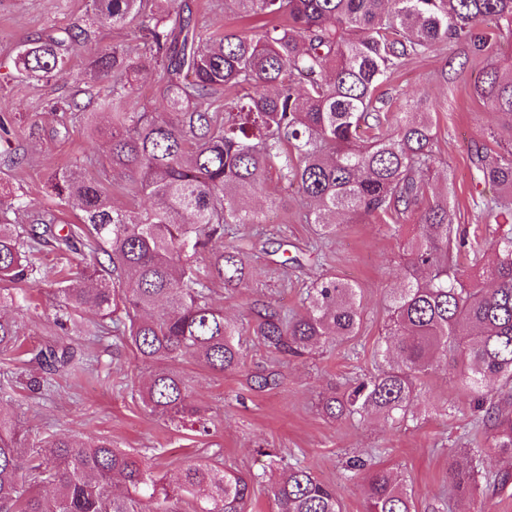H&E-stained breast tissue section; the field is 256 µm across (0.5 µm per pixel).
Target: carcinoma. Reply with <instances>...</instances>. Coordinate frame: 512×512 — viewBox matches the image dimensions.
Listing matches in <instances>:
<instances>
[{
	"label": "carcinoma",
	"mask_w": 512,
	"mask_h": 512,
	"mask_svg": "<svg viewBox=\"0 0 512 512\" xmlns=\"http://www.w3.org/2000/svg\"><path fill=\"white\" fill-rule=\"evenodd\" d=\"M241 18L268 19L259 35L208 32L178 0H91L89 22L78 31L23 43L13 66L21 80L49 82L66 74L98 24L121 27L138 20L142 43L114 45L88 58L90 74L108 81L98 108L112 126L98 128L112 170L132 180L150 200L136 213L112 205L100 184L78 167L51 173L46 194L80 203L82 227L56 237L60 252L104 253L61 282L60 327L92 310L110 321L144 364L162 369L138 386L152 413L210 428L191 399L188 380L172 364L190 356L210 370L237 368L239 327L224 317L210 285L247 287L248 252L224 246L231 224H261L244 199L270 170L297 187L309 205L306 222L336 234V216L374 223L416 216V232L402 244L403 282L391 291L388 315L396 365L363 379L329 414L376 413L405 419L418 398L416 381L439 355L450 359L455 383L494 431L492 447L512 458V410L497 403L485 382L512 389V140L497 150H476L471 163L501 194L479 207L492 224L473 239L454 233L445 187L425 205L426 176L435 163L433 119L412 99L397 110L379 85L436 43L466 41L481 52L487 19L512 32V0H231ZM488 64L476 95L512 128V58ZM163 77L168 112L161 117L130 108L146 71ZM236 95H226V90ZM19 196L0 192V282L36 280L30 255L40 234L18 224ZM509 224L505 230L502 225ZM358 288L320 276L304 311L272 303L251 308L255 332L278 351L300 354L357 333ZM26 296L0 288V308H21ZM22 341L18 320L0 317V353ZM40 372L27 388L44 387L42 374L72 368L75 351L47 345L34 356ZM479 448L466 451V469L452 472L463 486L482 476ZM365 512H413L407 488L388 469L362 458ZM253 478L201 461L165 484L142 458L106 437L77 442L56 434L31 439L0 409V512H167L187 500L193 512H243ZM277 512H340L336 492L299 464L273 485Z\"/></svg>",
	"instance_id": "obj_1"
}]
</instances>
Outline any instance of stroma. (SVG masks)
Wrapping results in <instances>:
<instances>
[{
  "label": "stroma",
  "mask_w": 512,
  "mask_h": 512,
  "mask_svg": "<svg viewBox=\"0 0 512 512\" xmlns=\"http://www.w3.org/2000/svg\"><path fill=\"white\" fill-rule=\"evenodd\" d=\"M188 2L195 23L212 31H256L263 24L259 18L244 20L225 12L224 0ZM89 4L90 0H0V103L7 107L0 113V186L22 194L29 212L52 210L70 223L79 212L76 203L58 202L44 189L47 176L65 166H81L87 176L99 179L112 203L134 212L150 206L130 179L103 170L91 132L67 130L61 124L69 104L76 101L95 113L96 126L107 125L108 116L96 112L102 83L87 73V58L98 46H135L136 24L97 28L94 42L71 54L69 70L61 78L37 83L13 76V59L23 42L84 24ZM482 29L490 39L481 54L463 42L433 45L381 88L397 107L414 88L427 99L437 154L427 194L439 195L446 184H453L452 222L469 228L481 221L475 199L493 194L490 186L476 179L470 156L494 139L512 137L499 114L487 109L475 93L487 64L512 46V35L492 20ZM253 202L263 207L265 223L234 225L224 238L228 246L250 240L249 284L233 291L214 287L216 304L226 318L239 324L242 362L224 373L188 357L177 364L210 420L209 436H199L187 425L173 426L144 407L136 387L148 377V366L116 337L89 336L85 325L94 320V313L84 312L76 324L59 328L56 318L62 299L56 289L65 275L78 270L82 258H59L49 245L37 256V280L16 286L27 296L19 313L24 346L31 350L62 335L81 364L54 376L50 393L41 396L24 387L31 369L27 357L0 353V385L10 388L8 397L0 399V408L33 435L53 431L109 437L116 446L141 455L154 476L169 481L194 460L254 475L246 512H275L270 483L261 476L273 452L284 464L300 463L334 488L342 512H364V480L351 476L346 467L353 457L373 458L400 475L416 512H512V482L495 492L464 494L448 477L453 462L463 461L468 448L484 449V468L491 472L511 470L512 460L497 454L490 431L474 422L470 399L454 387L447 361L434 364L419 380L413 420L333 418L323 408L326 399L342 396L357 379L375 375L384 366L378 349L389 339L387 291L403 276L401 244L413 234V222L404 221L395 236L387 225L347 218L339 221L332 239L319 240L315 225L301 218L305 207L299 196L285 189L274 171ZM287 255L292 258L288 265L283 262ZM319 275L358 285L363 319L357 335L301 357L266 347L248 321L250 304L259 299L290 313L301 311L306 291ZM270 374L275 385L259 387V379Z\"/></svg>",
  "instance_id": "1"
}]
</instances>
